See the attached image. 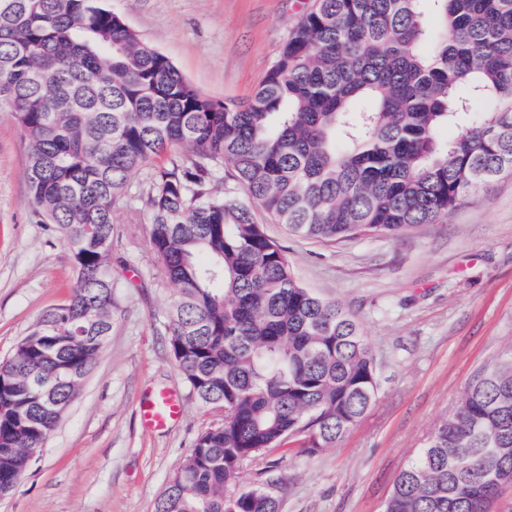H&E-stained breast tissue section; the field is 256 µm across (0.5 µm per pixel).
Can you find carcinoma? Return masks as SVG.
I'll return each instance as SVG.
<instances>
[{"label": "carcinoma", "mask_w": 512, "mask_h": 512, "mask_svg": "<svg viewBox=\"0 0 512 512\" xmlns=\"http://www.w3.org/2000/svg\"><path fill=\"white\" fill-rule=\"evenodd\" d=\"M314 0L243 102L192 87L103 0H0V108L28 146L35 212L70 249L69 299L0 361V489L32 465L112 327L114 213L140 196L176 287L166 331L190 390L224 419L198 437L153 512H279L239 483L301 436L313 455L373 404L358 322L305 288L254 217L336 241L398 238L512 174V0ZM489 105L477 112V102ZM457 126L452 140L440 129ZM184 146L193 157L172 152ZM228 168L245 196L213 191ZM512 478V357L477 372L400 472L383 512H488Z\"/></svg>", "instance_id": "obj_1"}]
</instances>
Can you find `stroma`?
<instances>
[{
	"label": "stroma",
	"mask_w": 512,
	"mask_h": 512,
	"mask_svg": "<svg viewBox=\"0 0 512 512\" xmlns=\"http://www.w3.org/2000/svg\"><path fill=\"white\" fill-rule=\"evenodd\" d=\"M313 0H107L138 37L217 100H246ZM26 140L0 109V360L71 295L68 248L42 224L25 182ZM132 177L114 215L112 332L38 461L0 497V512H152L198 436L220 423L173 358L165 332L175 294L147 239L150 218ZM298 279L361 326L378 391L335 447L300 441L247 462L242 484L277 481L279 512H383L393 483L483 366L512 355V176L464 198L447 221L398 239L336 242L289 235L264 211ZM158 389L177 393L181 418L146 428L140 408Z\"/></svg>",
	"instance_id": "35a3bbf8"
}]
</instances>
